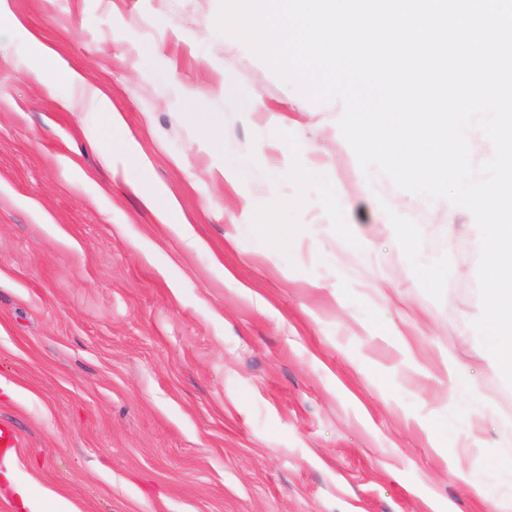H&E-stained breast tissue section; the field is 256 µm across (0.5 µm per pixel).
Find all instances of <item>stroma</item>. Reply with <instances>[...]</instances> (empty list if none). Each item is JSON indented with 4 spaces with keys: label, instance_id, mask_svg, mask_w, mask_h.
I'll return each mask as SVG.
<instances>
[{
    "label": "stroma",
    "instance_id": "obj_1",
    "mask_svg": "<svg viewBox=\"0 0 512 512\" xmlns=\"http://www.w3.org/2000/svg\"><path fill=\"white\" fill-rule=\"evenodd\" d=\"M8 6L125 121L92 142L105 117L64 108L70 87L47 92L26 44L0 42V381L17 388L0 420L33 493L79 512H487L476 481L512 512V465H493L512 458V386L472 327L473 215L362 171L342 102L310 103L224 37L219 0ZM126 141L189 228L103 162ZM184 98L188 112L193 120L209 133L217 132L221 123L214 112H208L204 105L205 97L193 89H185Z\"/></svg>",
    "mask_w": 512,
    "mask_h": 512
}]
</instances>
